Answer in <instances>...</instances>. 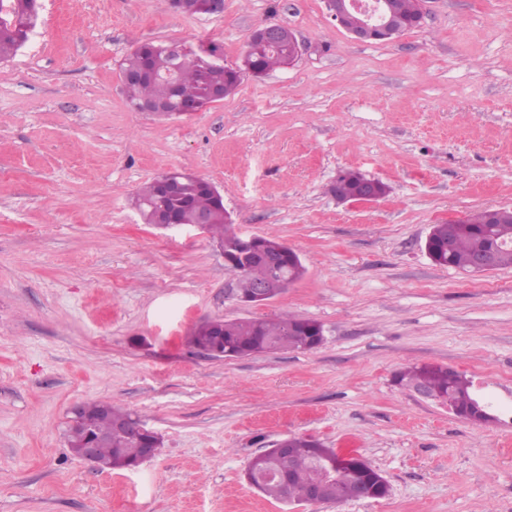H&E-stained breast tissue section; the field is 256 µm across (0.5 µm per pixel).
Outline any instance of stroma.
<instances>
[{"label": "stroma", "mask_w": 512, "mask_h": 512, "mask_svg": "<svg viewBox=\"0 0 512 512\" xmlns=\"http://www.w3.org/2000/svg\"><path fill=\"white\" fill-rule=\"evenodd\" d=\"M0 61V512H288L244 479L291 435L361 455L381 499L312 512H504L512 506V266L435 265L433 225L512 209V0H426L419 27L354 40L325 0H38ZM291 29L293 65L223 101L160 118L129 106L120 64L140 42L216 44L240 64L252 32ZM171 170L219 189L239 236H272L303 276L261 306L209 233L141 221L139 188ZM386 196L338 201L344 171ZM319 322L312 351L215 359L214 319ZM440 364L484 386L473 424L396 386ZM123 407L162 439L132 470L66 443L74 406ZM177 1L175 9L189 14L199 13L202 0H172ZM224 11L223 0H203L200 13L220 15Z\"/></svg>", "instance_id": "1"}]
</instances>
